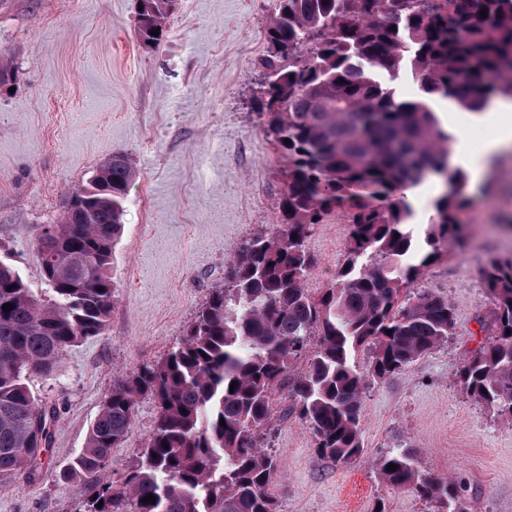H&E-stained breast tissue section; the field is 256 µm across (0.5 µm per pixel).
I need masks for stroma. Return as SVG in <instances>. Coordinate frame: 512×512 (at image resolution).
<instances>
[{
	"label": "stroma",
	"mask_w": 512,
	"mask_h": 512,
	"mask_svg": "<svg viewBox=\"0 0 512 512\" xmlns=\"http://www.w3.org/2000/svg\"><path fill=\"white\" fill-rule=\"evenodd\" d=\"M137 0H0V258L39 295L48 289L37 238L59 223L72 191L99 164L125 155L138 177L125 203L111 274L112 313L102 335L66 349L54 371L30 376L57 410L38 476H0V512H83L85 495L63 472L83 448L114 379L162 359L194 321L244 240L279 221L283 160L258 112L265 29L275 0H175L161 41L141 42ZM451 148L483 152L488 137L463 109ZM485 191L469 194L461 224L470 235L408 282L448 301L447 342L388 379L367 378L360 421L363 453L347 463L323 456L306 423L287 413V387L273 395L268 442L278 459V512H431L413 490L390 486L376 461L413 450L423 470L448 477L468 512H512V421L471 398L459 372L497 335L482 279L512 259V151L495 156ZM343 214L317 225V263L305 286L327 288L343 263ZM157 416L140 398L106 473L114 484L137 466Z\"/></svg>",
	"instance_id": "obj_1"
}]
</instances>
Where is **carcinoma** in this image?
<instances>
[{
  "label": "carcinoma",
  "instance_id": "cac0c4a2",
  "mask_svg": "<svg viewBox=\"0 0 512 512\" xmlns=\"http://www.w3.org/2000/svg\"><path fill=\"white\" fill-rule=\"evenodd\" d=\"M275 2L258 112L284 159L280 223L236 249L224 284L163 360L115 380L65 472L86 495L84 512H277L268 492L277 459L262 448L275 389L289 384L292 410L321 454L349 462L363 451L366 374L388 378L454 330L448 301L428 292L400 300L404 283L455 245L468 203L467 176L449 165V136L431 99L468 110L512 100V0H468L466 9L459 0H402L399 10L387 0ZM137 3L139 38L155 46L174 0ZM407 63L422 92L415 99L375 78H393ZM490 73L504 78L483 80ZM431 175L444 190L418 237L406 191ZM136 176L124 157H112L61 222L44 228L37 244L50 297L0 260V476L36 475L51 438L55 408L27 376L50 373L63 351L101 335L110 318L113 251ZM335 211L351 226L349 245L316 297L304 287L316 264L307 239ZM484 281L498 335L465 360L460 380L469 396L512 418V260L488 264ZM312 336L307 368L288 378ZM364 349L366 372L357 364ZM143 396L157 404L155 428L116 486L105 464ZM377 466L386 483L414 489L436 512H467L452 482L421 470L416 453L388 452ZM148 495L155 502H144Z\"/></svg>",
  "mask_w": 512,
  "mask_h": 512
}]
</instances>
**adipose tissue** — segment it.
Returning a JSON list of instances; mask_svg holds the SVG:
<instances>
[{"mask_svg":"<svg viewBox=\"0 0 512 512\" xmlns=\"http://www.w3.org/2000/svg\"><path fill=\"white\" fill-rule=\"evenodd\" d=\"M476 118L493 129V135L488 140L484 152L472 155L462 150L454 158L455 163L466 169L469 186L473 189L484 181L490 158L512 145V101L492 102L485 106L483 112L477 113Z\"/></svg>","mask_w":512,"mask_h":512,"instance_id":"adipose-tissue-1","label":"adipose tissue"}]
</instances>
